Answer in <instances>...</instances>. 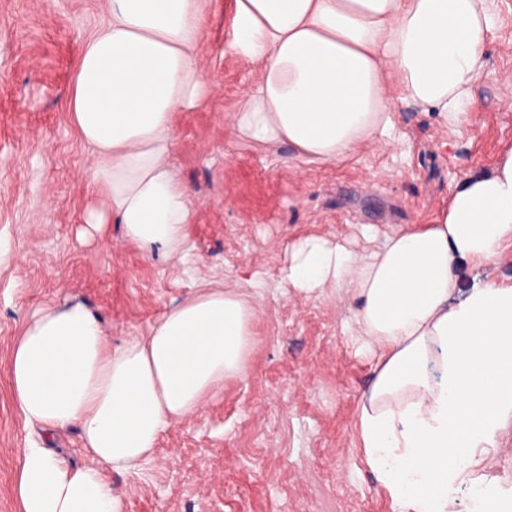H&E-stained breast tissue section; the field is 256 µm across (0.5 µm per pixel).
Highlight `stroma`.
Here are the masks:
<instances>
[{
  "label": "stroma",
  "instance_id": "obj_1",
  "mask_svg": "<svg viewBox=\"0 0 512 512\" xmlns=\"http://www.w3.org/2000/svg\"><path fill=\"white\" fill-rule=\"evenodd\" d=\"M197 50L204 100L178 113L167 156L187 185L193 220L180 260L147 252L118 224L80 238L93 200L92 150L64 102L105 0H0V512H18V450L40 439L15 407L7 375L14 336L41 309L78 298L113 345L148 335L172 307L213 282L254 308L243 377L162 434L135 474H113L125 512H398L357 446L372 354L357 300L289 287L288 251L303 237L361 255L393 228L434 223L467 175L512 149V0L493 27L463 124L396 102L391 125L343 160L309 162L285 142L241 136L235 114L257 69L227 48L232 0H204ZM473 476L512 497V421Z\"/></svg>",
  "mask_w": 512,
  "mask_h": 512
}]
</instances>
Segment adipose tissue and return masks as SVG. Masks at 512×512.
Masks as SVG:
<instances>
[{
	"mask_svg": "<svg viewBox=\"0 0 512 512\" xmlns=\"http://www.w3.org/2000/svg\"><path fill=\"white\" fill-rule=\"evenodd\" d=\"M107 9L66 104L96 154L91 184L103 204L86 222L99 231L117 222L174 259L193 211L167 155L174 113L205 85L195 54L203 0H107ZM491 27L486 0H234L228 48L258 71L238 130L333 162L389 126L398 97L460 123ZM510 248L512 151L468 176L437 223L393 230L371 259L322 237L291 247L290 288H345L360 303L359 332L379 355L359 445L401 512H448L453 484L512 419V286L489 283L448 304L466 272ZM252 318L238 290L203 288L115 348L82 302L42 309L12 342V398L27 425L78 427L90 462L21 449L19 512H124L111 473L141 470L173 422L243 372Z\"/></svg>",
	"mask_w": 512,
	"mask_h": 512,
	"instance_id": "ef3b65f1",
	"label": "adipose tissue"
}]
</instances>
